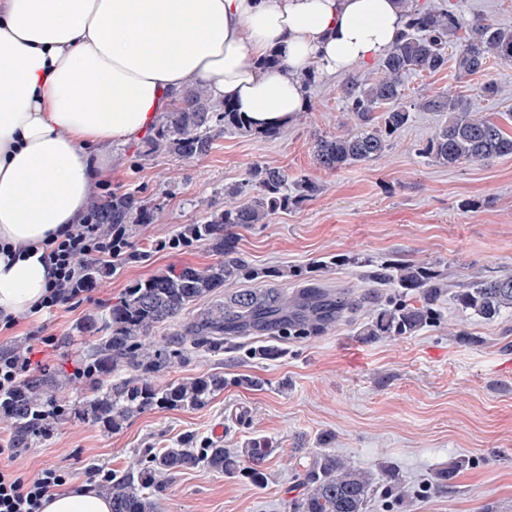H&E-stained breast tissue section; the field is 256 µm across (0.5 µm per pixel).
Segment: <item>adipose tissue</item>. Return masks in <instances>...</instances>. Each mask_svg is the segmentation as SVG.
Returning a JSON list of instances; mask_svg holds the SVG:
<instances>
[{
    "label": "adipose tissue",
    "mask_w": 512,
    "mask_h": 512,
    "mask_svg": "<svg viewBox=\"0 0 512 512\" xmlns=\"http://www.w3.org/2000/svg\"><path fill=\"white\" fill-rule=\"evenodd\" d=\"M399 0H0V312L28 311L51 272L40 246L77 223L112 147L185 88L206 87L253 128L304 107L311 63L336 76L385 55ZM279 69L261 67L270 51ZM43 512H112L89 485Z\"/></svg>",
    "instance_id": "obj_1"
}]
</instances>
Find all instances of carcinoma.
<instances>
[{
    "label": "carcinoma",
    "mask_w": 512,
    "mask_h": 512,
    "mask_svg": "<svg viewBox=\"0 0 512 512\" xmlns=\"http://www.w3.org/2000/svg\"><path fill=\"white\" fill-rule=\"evenodd\" d=\"M403 29L393 47L379 63L381 76L362 81L355 75L344 79L342 111L351 114L355 130L343 135H319L314 140L316 164L329 171L372 161L382 156L391 138L404 128L415 111L439 112L448 119L418 148V153L436 163L455 166L512 155V133L498 121L473 117L474 101L450 90L416 97L406 93L405 78L411 74H434L448 68V46H456L455 67L466 77L484 71L492 60L512 62V29L486 18L463 23L451 10L423 7L417 0H401ZM224 120V129L246 128L228 103L220 109L206 89L185 93L183 104L168 112L157 135V144L186 158L209 150L213 123ZM321 186L310 178L289 180L288 171L264 163L253 164L245 181L225 189V194L244 202L224 206V211L203 224H192L188 237L209 242L222 259L204 268L191 266L152 275L131 285L112 305L102 324L89 323L94 334L91 349L81 362L84 375L93 382V396L83 413L105 429L114 430L130 415L155 407L206 406L224 389V374L216 372L160 386L149 377L186 357L185 343L194 348L224 349L231 336H250L268 331L282 340L316 336L326 322L347 319L376 300V288H390L397 297L373 310L361 332L369 340L414 336L442 320L438 302L448 288L447 277L434 263L402 261L362 266L372 288L352 299L338 292L327 293L311 281L307 271L255 269L237 254L233 229L265 224L276 210L311 200ZM92 206L104 224H141L148 216L143 200L133 193H114L95 200ZM287 276L301 284L302 302L288 303V293L277 284ZM255 282L223 299L213 301L185 329L176 345L146 347L152 332L174 321L197 302L216 294L229 282ZM457 307L486 322H495L512 312V276L485 277L479 273L454 295ZM125 366L132 373L110 378ZM60 380L54 375L35 377L19 389L0 395V410L14 420V439L25 444L32 439L33 418L48 413L60 419L64 412L57 398ZM193 435L177 448L147 449L140 464L112 472L102 486L112 501V512H160L163 477L200 465L253 485L264 483L265 461L277 452L274 442L259 438L248 447L232 448L205 443L197 446ZM468 465L457 459L439 470L428 487L431 494H446L455 476ZM305 492L289 503V512H367L374 497L401 505L404 491L393 469L384 466L380 475L351 466L335 453L322 449L295 474Z\"/></svg>",
    "instance_id": "carcinoma-1"
}]
</instances>
